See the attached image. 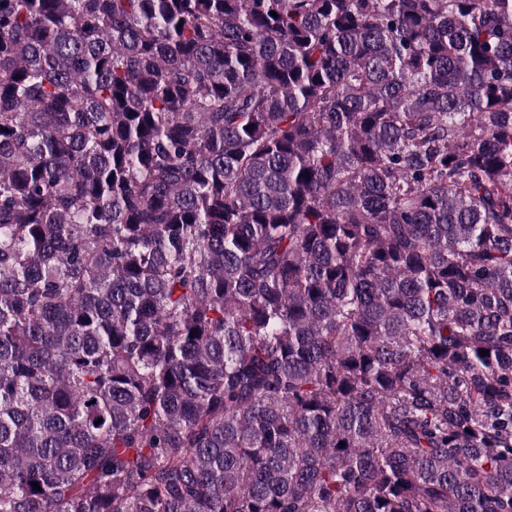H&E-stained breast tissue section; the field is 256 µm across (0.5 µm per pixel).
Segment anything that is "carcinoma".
<instances>
[{
  "instance_id": "carcinoma-1",
  "label": "carcinoma",
  "mask_w": 512,
  "mask_h": 512,
  "mask_svg": "<svg viewBox=\"0 0 512 512\" xmlns=\"http://www.w3.org/2000/svg\"><path fill=\"white\" fill-rule=\"evenodd\" d=\"M0 512H512V0H0Z\"/></svg>"
}]
</instances>
